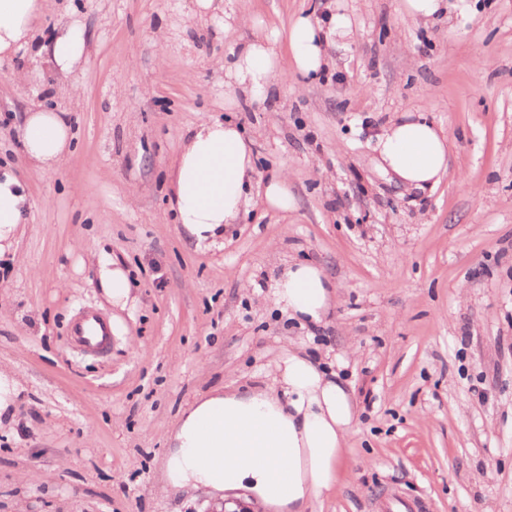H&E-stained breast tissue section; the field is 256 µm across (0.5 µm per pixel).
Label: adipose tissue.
I'll return each instance as SVG.
<instances>
[{"mask_svg":"<svg viewBox=\"0 0 512 512\" xmlns=\"http://www.w3.org/2000/svg\"><path fill=\"white\" fill-rule=\"evenodd\" d=\"M45 7L46 0H0V58L32 48L59 71L70 72L81 61L86 40L72 25L48 42L36 41L34 23ZM350 34L345 15L332 16L325 27L301 16L289 30V59L258 39L235 56L226 75L245 97L259 100L278 73L317 74L328 68L329 47ZM17 133L26 160L43 170L57 168L73 138L68 120L53 108L26 113ZM376 150L377 168L410 189L434 187L448 170L446 135L420 116L407 114L388 125ZM254 177L251 141L236 123L216 119L192 126L171 161L169 209L175 222L196 246L221 242L225 225L249 206ZM30 207L27 186L0 166V261L16 260ZM97 277L113 306L125 308L131 283L123 265L100 258ZM269 297L288 317L318 326L334 305L336 290L321 266L294 260L272 278ZM356 417L353 399L334 371L300 348H282L272 386L216 388L187 405L168 434L162 489L245 487L271 512H308L332 491Z\"/></svg>","mask_w":512,"mask_h":512,"instance_id":"adipose-tissue-1","label":"adipose tissue"}]
</instances>
